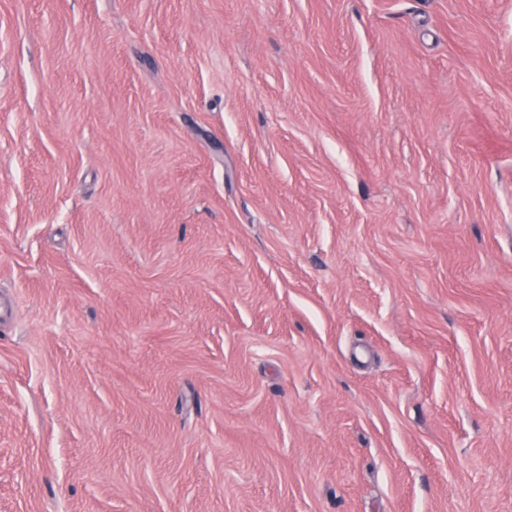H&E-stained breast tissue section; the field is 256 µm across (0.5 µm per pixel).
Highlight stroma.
<instances>
[{
	"label": "stroma",
	"mask_w": 512,
	"mask_h": 512,
	"mask_svg": "<svg viewBox=\"0 0 512 512\" xmlns=\"http://www.w3.org/2000/svg\"><path fill=\"white\" fill-rule=\"evenodd\" d=\"M0 512H512V0H0Z\"/></svg>",
	"instance_id": "stroma-1"
}]
</instances>
